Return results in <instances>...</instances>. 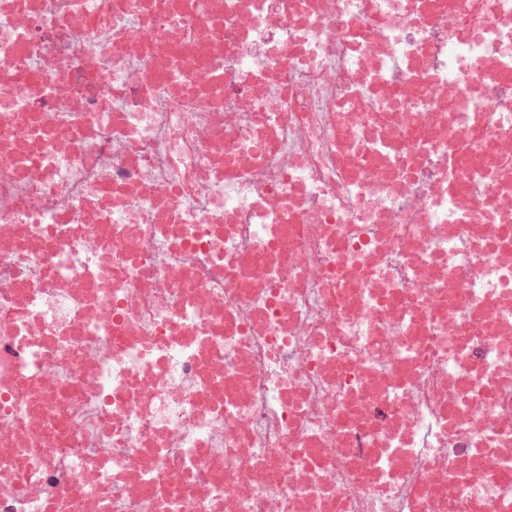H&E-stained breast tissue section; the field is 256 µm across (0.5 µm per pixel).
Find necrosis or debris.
Listing matches in <instances>:
<instances>
[{
    "label": "necrosis or debris",
    "instance_id": "necrosis-or-debris-1",
    "mask_svg": "<svg viewBox=\"0 0 512 512\" xmlns=\"http://www.w3.org/2000/svg\"><path fill=\"white\" fill-rule=\"evenodd\" d=\"M0 512H512V0H0Z\"/></svg>",
    "mask_w": 512,
    "mask_h": 512
}]
</instances>
